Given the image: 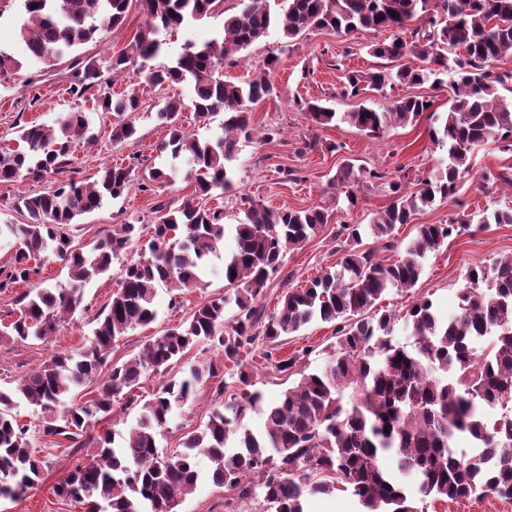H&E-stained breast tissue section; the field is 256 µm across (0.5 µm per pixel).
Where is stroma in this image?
<instances>
[{"label":"stroma","mask_w":512,"mask_h":512,"mask_svg":"<svg viewBox=\"0 0 512 512\" xmlns=\"http://www.w3.org/2000/svg\"><path fill=\"white\" fill-rule=\"evenodd\" d=\"M241 7L240 0H224L220 11L173 36L154 59V66L170 65L186 42L200 43L210 39L222 30L225 16L238 12ZM144 21L141 7L132 6L121 27L100 31L93 41L81 46L80 56H105L125 48ZM18 24L15 9H7L0 15V48L14 53L25 63L21 76L0 77V144L15 138L18 126L32 121L52 124L60 113L75 105L67 91V66L62 64L48 71L28 64L26 47L17 36ZM374 39L371 33L345 36L322 30L303 35L294 45L287 47L279 32L274 30L243 51L237 64L224 67L226 78L242 82L260 70L270 52L276 50L280 53L279 63L270 73L277 93L255 107L251 125L257 135L241 142L231 163L234 187L211 199L210 204L223 211L224 222L229 227L243 216L241 197L245 194L274 210L312 206L328 210L331 220L325 229L286 255L284 271L290 275V285L295 289L335 265L339 245L336 231L340 225L369 223L373 212L383 209L392 198L388 183L379 181L363 191L358 208L348 209L345 190L338 187L334 179L342 163L349 161L392 172L400 168L409 180L414 181L427 176L447 158L445 150L438 148L429 138V129L435 120L446 117L447 90L435 92L424 84L411 88H387L360 100L342 96L343 80L349 71H366L381 66V59L367 51L368 44ZM135 89L141 90L144 100L140 111L132 115L135 135L127 142L113 143L110 136L111 114L98 111L94 102H85L83 109L90 117L95 141L90 144L76 142L68 165L57 172L17 183H0V224L25 223V215L16 208L20 195L35 194L73 179L94 182L103 167L127 164L129 157L134 155L144 159L148 166L170 168L173 164L171 155L160 148L168 135L166 124L158 116L159 97L166 94L186 100L191 96V89L183 83L167 88L163 93L152 91L148 89L143 74L136 72L108 79L101 87L102 92L115 96ZM409 93L434 96V115H422L416 123L393 129L380 138L339 121L322 127L313 126L295 106L296 101L302 99H319L339 113L352 111L361 105L380 111L395 97ZM271 128L277 129L278 134L273 140H265L263 134ZM307 139L316 141V148L303 155L297 154L296 146ZM473 162V173L467 177L463 188L467 211L477 213L512 206V190L507 186L496 184L486 188L482 185L483 174L497 173L502 167L512 165V153L501 151L496 143L490 142L476 149ZM285 168L294 171L296 182L282 181L281 171ZM194 193V185L179 174L160 188L151 191L135 188L120 198L105 199L99 209L81 217L74 225L70 232L72 245L88 249L109 234L116 224H153L156 220L154 209L158 204L176 208L191 199ZM233 246L232 235H225L223 244L210 254L199 287L176 291L158 286L156 322L118 339L112 351L113 361L128 360L146 341L160 336L168 325L185 319L196 304L223 296L224 255ZM510 254L512 224H494L484 230L473 228L450 238L439 252L429 255L414 288L390 291L382 299V308L397 316L392 342L407 346L414 343L411 331L403 321L406 305L427 298L440 317H448L460 303L469 267L477 263L489 266ZM120 275L121 265L116 262L111 272L90 282L84 290V313L62 324L45 341L18 344L0 339V390H15L21 379L39 368L53 352L80 350L92 330L94 313L110 300ZM335 341L334 325L315 321L299 333L288 336L281 352L289 355L307 349L305 363L309 370L315 371L324 365L329 348ZM218 403L212 386L199 387L194 401L178 410L168 433L161 439L162 452L172 454L180 450L184 435L203 427L210 411ZM90 455L87 448L74 454L65 448H42L44 469L41 482L18 500L0 501V512H84L81 505L56 497L53 486L76 463L88 460Z\"/></svg>","instance_id":"1"}]
</instances>
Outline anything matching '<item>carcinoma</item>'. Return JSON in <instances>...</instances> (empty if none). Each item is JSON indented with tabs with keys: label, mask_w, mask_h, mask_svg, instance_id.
<instances>
[{
	"label": "carcinoma",
	"mask_w": 512,
	"mask_h": 512,
	"mask_svg": "<svg viewBox=\"0 0 512 512\" xmlns=\"http://www.w3.org/2000/svg\"><path fill=\"white\" fill-rule=\"evenodd\" d=\"M138 2L146 21L127 47L93 60L77 56L78 48L99 31L122 26L133 0H0V17L18 5L19 33L33 61L47 69L69 61L68 93L75 101L94 96L104 74L118 76L136 66L155 87L190 85L200 122L224 116L223 136L201 141L180 124L183 100L164 99L161 116L169 138L162 148L183 160L184 179L194 183L196 195L174 210L158 205L155 224H115L89 251L72 249L69 227L105 197L171 181L158 168L136 175L141 162L134 156L126 165L104 167L90 184L73 180L20 197L27 222L0 225V238L12 237L17 246L0 292L26 286L17 298L19 317L0 337L19 344L43 341L73 318L85 286L145 236L150 253L124 265L120 285L94 318L81 351L55 352L14 392L0 390V500H17L41 480L42 460L30 425L12 413L18 399L39 408L40 436L57 439V446L64 440L70 448L94 449L89 462L77 463L53 487L57 497L86 506V512H175L179 499L197 485L202 457L212 482L228 492L227 512H248L260 494L273 512H305L306 497L333 490L351 492L362 512H420L417 494L457 500L491 490L512 500V255L488 269L470 267L461 303L446 321L437 317L431 300L414 303L405 320L414 337L411 348L388 339L396 315L376 308L388 292L415 287L426 257L471 229L473 219L463 210L446 224L419 225L395 262L362 247L360 225H340L337 236L344 241L336 265L302 288L282 291L277 308L268 313L262 299L281 274L287 252L318 234L330 214L320 208L271 210L244 197L243 218L234 225L235 249L224 257L229 296L202 303L130 359L110 361L117 338L156 320L157 286L198 287L200 268L224 242L223 213L207 201L232 188L229 162L240 141L251 138L253 106L276 93L268 74L278 62L272 53L263 74L232 81L224 77L230 55L273 28L290 43L323 29L344 35L391 31V41L370 45V54L385 65L350 72L343 95L354 98L395 83L418 86L440 71L453 73L446 119L429 129L432 143L447 150L444 169L419 179L412 192L382 168L348 162L336 174L352 207L361 200L358 189L388 182L392 198L368 228L392 249L398 225L438 197L457 198L476 147L492 141L512 152V98L502 94L512 93V72L494 68L512 56V0H287L281 12L272 8L277 0H242L241 10L224 18L215 37L186 45L174 63L153 72L146 71V63L162 52L166 37L210 16L223 0ZM22 67L0 49V77L17 76ZM432 103L406 95L381 112L360 106L340 116L318 101L296 106L315 126L339 119L379 137L388 128L418 121ZM141 104L135 92L98 99L101 111L112 114V143L135 134L130 115ZM83 138L90 142L93 136L79 107L53 125L22 126L17 147L0 148V182L56 171L69 163L71 144ZM478 224H512V208L495 209ZM43 254L64 263L68 285L42 286ZM231 300L237 312L228 324L225 308ZM315 319L336 325V342L323 369L307 373L299 366L307 351L282 357L277 350L283 338ZM200 342L216 348L220 362L169 378L148 399L138 393L144 376L171 369ZM256 356L277 372L300 376L275 404H263L260 393L250 390L247 368ZM226 362L237 368L234 397L220 401L203 427L183 437L178 454L163 455L159 437L169 429L174 409L212 379L218 380V396H224L219 375ZM87 386L95 388L94 395L74 399L75 390ZM118 404L138 409L136 424L119 442L114 430L94 429L112 420ZM251 412L264 418L260 434L244 424ZM460 436L472 442L473 456L456 453L452 442ZM382 455L393 458L392 471L378 465Z\"/></svg>",
	"instance_id": "cac0c4a2"
}]
</instances>
